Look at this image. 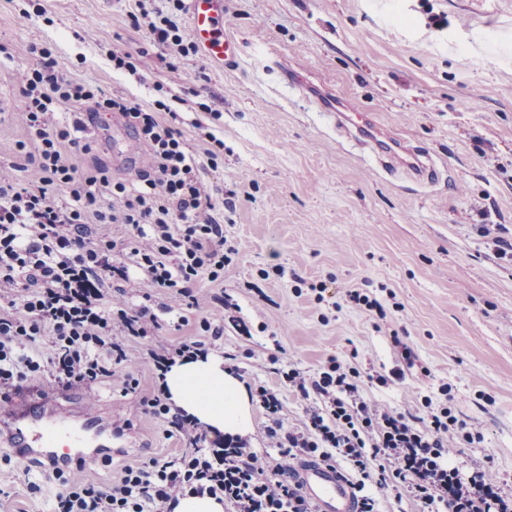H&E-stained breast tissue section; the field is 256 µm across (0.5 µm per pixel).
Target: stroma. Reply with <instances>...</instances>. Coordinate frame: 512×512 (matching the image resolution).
<instances>
[{
  "label": "stroma",
  "mask_w": 512,
  "mask_h": 512,
  "mask_svg": "<svg viewBox=\"0 0 512 512\" xmlns=\"http://www.w3.org/2000/svg\"><path fill=\"white\" fill-rule=\"evenodd\" d=\"M224 0L226 35L239 44L226 67L201 54L180 56L154 43L131 12L168 11V0H0V166L27 179L16 147L24 103L10 74L33 65L31 43L53 50L59 73L142 106L167 98L194 154L201 138H224V161L201 177L222 207L224 236L240 252L212 286L207 310L224 329L205 337L210 355L236 354L243 380L278 387L281 421L295 428L305 401L279 386L280 366L317 370L328 358L366 374L367 397L389 410L418 413L423 397L451 403L474 436L454 462L480 469L486 483L512 490V0ZM444 15L437 29L430 15ZM499 38L496 57L485 36ZM148 52L149 70L112 69L113 49ZM368 114L375 131L428 153L434 184L382 165L337 127L319 101ZM78 169L125 175V146L101 114ZM491 225L484 234L483 225ZM324 289L316 302L310 285ZM357 289L382 311L350 301ZM160 348L193 337L195 310L169 305ZM417 356L406 367L397 341ZM404 369L388 386L377 375ZM123 375L81 391L82 406L108 405L127 423L112 437L111 465L83 471L105 483L110 470L170 458L185 446L144 412L152 368L122 394ZM53 483L37 463L0 446V512H50Z\"/></svg>",
  "instance_id": "35a3bbf8"
}]
</instances>
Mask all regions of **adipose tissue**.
<instances>
[{
	"label": "adipose tissue",
	"instance_id": "ef3b65f1",
	"mask_svg": "<svg viewBox=\"0 0 512 512\" xmlns=\"http://www.w3.org/2000/svg\"><path fill=\"white\" fill-rule=\"evenodd\" d=\"M166 384L175 404L219 432L245 436L252 430L245 384L214 357L172 367Z\"/></svg>",
	"mask_w": 512,
	"mask_h": 512
}]
</instances>
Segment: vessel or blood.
Listing matches in <instances>:
<instances>
[{
	"instance_id": "obj_1",
	"label": "vessel or blood",
	"mask_w": 512,
	"mask_h": 512,
	"mask_svg": "<svg viewBox=\"0 0 512 512\" xmlns=\"http://www.w3.org/2000/svg\"><path fill=\"white\" fill-rule=\"evenodd\" d=\"M192 35L203 57L220 65H230L237 59V48L224 33L220 19L224 0H187ZM336 123L370 137L373 150L387 153L388 148L378 134L372 133L368 120L361 112L336 111ZM94 439L111 436L108 421L101 415L83 413L79 430H70L67 423L42 416L21 417L10 407L0 408V442L6 443L23 459L68 464L70 459H83L85 466L97 465L102 455L84 451V436ZM302 491L315 512H354L352 485L346 474L323 462H301L296 466Z\"/></svg>"
}]
</instances>
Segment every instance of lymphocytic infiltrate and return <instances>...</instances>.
<instances>
[{"mask_svg":"<svg viewBox=\"0 0 512 512\" xmlns=\"http://www.w3.org/2000/svg\"><path fill=\"white\" fill-rule=\"evenodd\" d=\"M167 15L141 12L154 40L196 53L192 36L178 23L183 0H169ZM37 66L15 73L25 100V140L17 149L34 175L19 181L0 170V393L28 383L45 391L89 384L124 372V391H135L145 362L154 384L146 414L188 438L191 447L165 461L127 465L100 486L82 478V461L49 468L58 483L52 512H174L188 494L215 497L225 512H314L290 461L345 464L358 512H376L371 487H395L419 500L424 512H512V493L464 476L453 459L471 434L447 405L424 398L418 414L389 411L362 392L354 366L328 359L317 371L278 369L281 386L306 402L295 429L280 420L278 389L256 386L253 396L268 418V452L229 439L206 447L194 416L175 406L166 373L184 359L205 354L203 340L185 339L161 350L150 341L161 327L155 295L199 311L204 337H221L203 315L210 285L224 282V268L239 252L224 238L218 206L181 132L164 120L171 107L155 100L142 109L108 97L92 84L56 70L50 47L30 45ZM68 104L93 114L118 112L147 146L151 164L134 182L113 180L108 168L79 171L73 154L89 152L76 127L57 120ZM123 224L126 243L88 234L89 223ZM137 272L144 293L132 304L123 287Z\"/></svg>","mask_w":512,"mask_h":512,"instance_id":"obj_1","label":"lymphocytic infiltrate"}]
</instances>
